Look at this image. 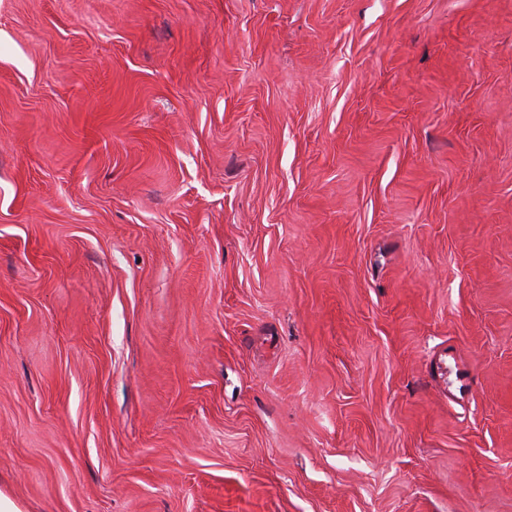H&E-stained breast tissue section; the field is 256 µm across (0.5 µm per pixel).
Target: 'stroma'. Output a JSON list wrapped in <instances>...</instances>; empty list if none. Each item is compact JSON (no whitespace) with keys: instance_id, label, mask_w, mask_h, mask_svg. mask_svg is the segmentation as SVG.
<instances>
[{"instance_id":"stroma-1","label":"stroma","mask_w":512,"mask_h":512,"mask_svg":"<svg viewBox=\"0 0 512 512\" xmlns=\"http://www.w3.org/2000/svg\"><path fill=\"white\" fill-rule=\"evenodd\" d=\"M0 493L512 512V0H0Z\"/></svg>"}]
</instances>
